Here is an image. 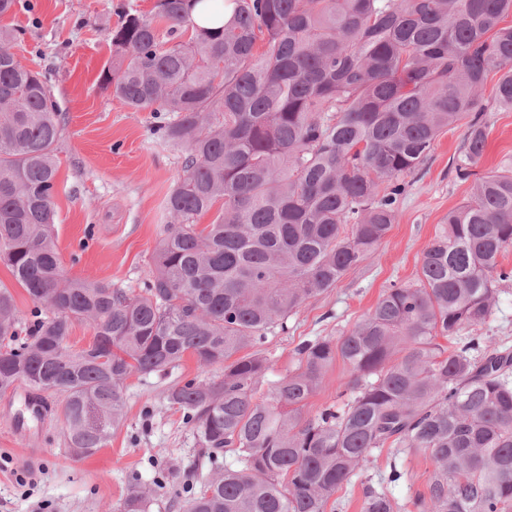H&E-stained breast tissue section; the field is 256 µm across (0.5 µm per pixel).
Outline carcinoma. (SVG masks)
I'll return each mask as SVG.
<instances>
[{
  "label": "carcinoma",
  "instance_id": "1",
  "mask_svg": "<svg viewBox=\"0 0 512 512\" xmlns=\"http://www.w3.org/2000/svg\"><path fill=\"white\" fill-rule=\"evenodd\" d=\"M201 0H158L112 30L100 87L135 112H170L161 140L184 151L169 224L138 293L65 274L54 233L64 118L46 82L0 29V264L33 303L26 337L0 288V392L62 398L67 444L84 457L124 417L133 376L192 356L222 377L172 385L170 406L200 456L232 465L184 512H337L336 493L387 448L433 462L400 504L362 483L361 512H512V348L478 334L512 248V172L475 176L485 150L482 90L512 107V0H232L199 28ZM167 33L191 32L165 45ZM464 123L456 166L469 199L448 212L417 282L392 286L345 334L299 343L296 366L257 392L268 335L371 259L395 223L404 179L437 136ZM214 219L198 220L216 204ZM91 331L68 345L73 324ZM347 402L304 415L336 359ZM135 479L120 512H148ZM212 0H204L202 3H200L193 16L195 19V22L203 27L208 26H217L224 22H226L230 17L232 13V6L226 2H222V7L219 12H215L212 9Z\"/></svg>",
  "mask_w": 512,
  "mask_h": 512
}]
</instances>
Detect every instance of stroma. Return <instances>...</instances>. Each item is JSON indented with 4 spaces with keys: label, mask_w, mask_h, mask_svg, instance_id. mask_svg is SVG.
I'll list each match as a JSON object with an SVG mask.
<instances>
[{
    "label": "stroma",
    "mask_w": 512,
    "mask_h": 512,
    "mask_svg": "<svg viewBox=\"0 0 512 512\" xmlns=\"http://www.w3.org/2000/svg\"><path fill=\"white\" fill-rule=\"evenodd\" d=\"M156 0H19L0 17L11 50L43 72L64 116L57 146L59 193L55 233L68 277L103 280L136 292L146 281L155 247L169 218L165 198L182 174L183 152L156 134L162 112H135L103 91L99 76L112 59L111 31L124 12L150 15ZM478 173L512 170V108L493 107ZM464 130L442 132L429 158L407 178L395 223L367 267L348 271L331 291L310 299L269 336L274 363L267 382L296 364L305 339L341 336L361 321L392 284L416 281L422 253L449 210L469 197L455 165ZM223 366L199 367L187 357L166 374L133 377L125 390L126 417L105 447L80 458L66 441L61 400L49 398L43 423L19 436L11 414L20 401L0 395V512H115L132 474L149 483L178 470L201 486L213 470L201 459L194 433L166 399L175 382L221 376Z\"/></svg>",
    "instance_id": "obj_1"
}]
</instances>
